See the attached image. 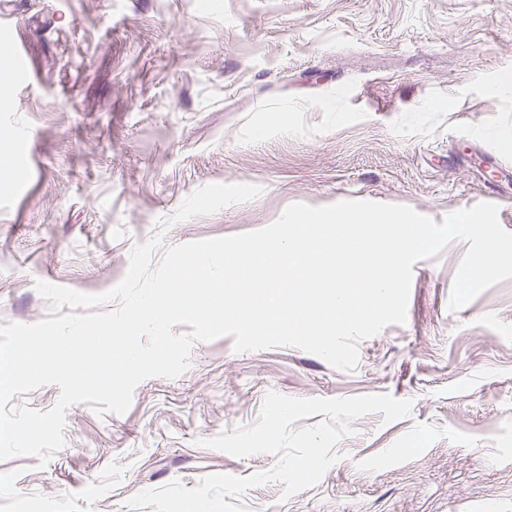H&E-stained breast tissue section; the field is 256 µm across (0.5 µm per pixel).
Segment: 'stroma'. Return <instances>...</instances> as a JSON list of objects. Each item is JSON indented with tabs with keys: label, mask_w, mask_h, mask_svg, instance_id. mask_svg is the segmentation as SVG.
<instances>
[{
	"label": "stroma",
	"mask_w": 512,
	"mask_h": 512,
	"mask_svg": "<svg viewBox=\"0 0 512 512\" xmlns=\"http://www.w3.org/2000/svg\"><path fill=\"white\" fill-rule=\"evenodd\" d=\"M16 2L0 66L29 73L0 90V135L24 144L0 181V325L46 318L36 281L105 292L139 244L157 264L294 203L403 204L439 223L493 193L512 231V92L494 91L512 77V0ZM211 183L260 193L159 229ZM468 249L414 264L406 324L362 341L353 371L222 337L179 377L141 382L124 414L71 406L46 467L0 460V512H130L176 479L270 470L275 455L202 441L254 424L272 390L413 406L354 421L316 484L249 490L253 512H512V279L449 312Z\"/></svg>",
	"instance_id": "obj_1"
}]
</instances>
